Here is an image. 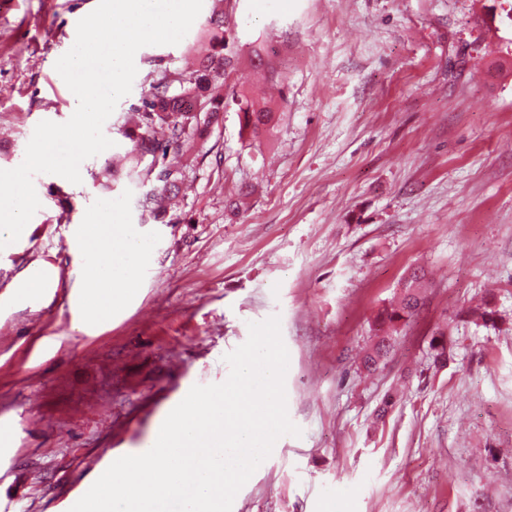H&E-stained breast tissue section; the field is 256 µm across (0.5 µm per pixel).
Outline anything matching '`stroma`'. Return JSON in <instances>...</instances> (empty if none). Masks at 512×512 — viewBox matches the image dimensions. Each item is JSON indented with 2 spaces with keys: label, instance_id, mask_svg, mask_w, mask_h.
I'll list each match as a JSON object with an SVG mask.
<instances>
[{
  "label": "stroma",
  "instance_id": "1",
  "mask_svg": "<svg viewBox=\"0 0 512 512\" xmlns=\"http://www.w3.org/2000/svg\"><path fill=\"white\" fill-rule=\"evenodd\" d=\"M97 4L0 0V169L40 121L71 117L55 63ZM215 11L237 53L230 85L272 88L274 129L255 139L225 113L169 224L143 211L140 184L96 187L128 146L127 113L184 68V43L142 47L103 127L113 150L78 184L36 175L41 206L0 249V512H69L193 385L224 382V355L274 315L302 434L277 440L232 512H512V0H203L199 17ZM89 225L113 255L127 234L146 253L92 334L74 243ZM417 268L419 311L386 367L360 372L377 312ZM31 276L42 291L22 296ZM484 302L507 324L469 315ZM436 332L452 342L442 367Z\"/></svg>",
  "mask_w": 512,
  "mask_h": 512
}]
</instances>
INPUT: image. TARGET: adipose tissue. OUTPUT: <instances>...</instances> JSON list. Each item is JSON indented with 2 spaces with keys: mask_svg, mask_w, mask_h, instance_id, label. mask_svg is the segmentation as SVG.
I'll list each match as a JSON object with an SVG mask.
<instances>
[{
  "mask_svg": "<svg viewBox=\"0 0 512 512\" xmlns=\"http://www.w3.org/2000/svg\"><path fill=\"white\" fill-rule=\"evenodd\" d=\"M77 247L88 257L92 266V275L85 279L77 295V303L83 313L84 321L92 327L101 326L112 314L116 301L113 287L115 284L131 286L138 268L145 260L139 241L127 238L124 250L128 256L122 268H115L111 261L109 245L98 237L95 229L85 230L77 238Z\"/></svg>",
  "mask_w": 512,
  "mask_h": 512,
  "instance_id": "1",
  "label": "adipose tissue"
}]
</instances>
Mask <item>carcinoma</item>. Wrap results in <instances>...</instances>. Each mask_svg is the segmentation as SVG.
Listing matches in <instances>:
<instances>
[{"label": "carcinoma", "instance_id": "1", "mask_svg": "<svg viewBox=\"0 0 512 512\" xmlns=\"http://www.w3.org/2000/svg\"><path fill=\"white\" fill-rule=\"evenodd\" d=\"M186 54L194 57L193 70L180 73L177 88L165 78L155 83L137 109L134 126L125 130L124 137L132 144L126 153V173L107 165L96 176L105 189L112 188L122 175L149 187L143 206L153 220L161 223L166 222L169 198L180 193L185 171L196 160L193 149L203 131L221 122L228 107H235L240 129L254 138L275 122V112L267 102L246 92L224 91L234 69L224 15L210 16L186 47ZM426 286L425 273L413 271L401 281L394 300L376 314L374 341L360 359L364 371L373 373L384 365L397 325L418 311ZM430 355L436 365L448 360L444 333L432 337Z\"/></svg>", "mask_w": 512, "mask_h": 512}]
</instances>
